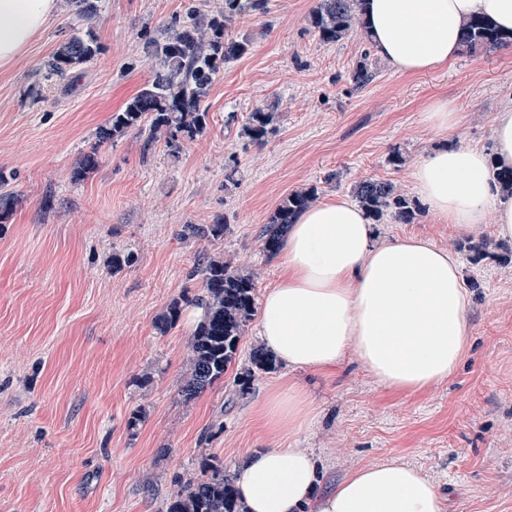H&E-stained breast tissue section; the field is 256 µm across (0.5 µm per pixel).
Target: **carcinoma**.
Masks as SVG:
<instances>
[{"instance_id": "obj_1", "label": "carcinoma", "mask_w": 512, "mask_h": 512, "mask_svg": "<svg viewBox=\"0 0 512 512\" xmlns=\"http://www.w3.org/2000/svg\"><path fill=\"white\" fill-rule=\"evenodd\" d=\"M75 13L91 23L97 18V0H69ZM267 0H224V10L208 14L191 6L186 19L171 29L161 41L150 43L149 55L155 61L151 83L144 86L120 112L112 114L110 123L101 128L99 139L110 141L129 132L146 137V142L162 140L177 153L186 141L202 135L207 127V113L201 110L202 99L224 65L247 54L251 40L246 34L233 33L238 20L266 11ZM363 0H319L310 22L327 44L337 43L357 29L365 28L362 20ZM512 45V35L498 31L484 17H471L462 27L461 46L473 54ZM98 52L90 33H75L53 54L48 63L50 76L62 77L70 69L89 62ZM275 113L256 108L249 113L241 135L252 143L263 142L274 131ZM100 163L97 150L82 157L75 176L84 177ZM351 193L366 216L375 222L390 217L411 224L421 216L416 200L400 193L390 182L361 179ZM317 199V188H303L289 193L277 205L270 222L258 234L268 257L281 250L288 226L300 211ZM226 223L185 224L184 238L217 240L224 237ZM191 276L201 280L202 293L192 299L174 298L155 320L156 329L167 333L180 319L183 304L192 303L203 310V318L188 343L191 370L181 396L190 402L207 388L224 379L236 361L241 337L254 316L255 278L212 255L197 264ZM251 365L258 370L275 369V359L264 349L253 351ZM167 512H242L234 486L224 469L213 467L201 476L178 483L171 495Z\"/></svg>"}]
</instances>
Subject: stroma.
<instances>
[{"mask_svg":"<svg viewBox=\"0 0 512 512\" xmlns=\"http://www.w3.org/2000/svg\"><path fill=\"white\" fill-rule=\"evenodd\" d=\"M192 2L210 14L224 8V0H99L88 23L60 0L24 54L0 70L8 178L0 194L19 198L0 223V512H166L177 479L209 466L233 474L251 452L278 443L312 450L325 488L397 459L435 482L446 512H512V264L496 258L512 240L492 228L480 235L487 255L474 261L465 233L431 213L376 227L383 241L426 238L460 265L469 341L456 372L428 390L387 389L351 356L331 375L249 371L260 344L252 321L231 377L187 403L179 391L194 305L169 332L155 328L171 299L200 292L188 273L203 256L221 253L254 273L256 295L277 283L283 259L263 254L258 232L289 192L314 186L325 202L373 178L412 197V172L431 151H492L496 114L512 104V45L403 74L370 53L363 33L321 43L309 22L318 0H268L266 13L237 27L252 46L203 99L201 137L176 154L133 133L99 143V128L153 77L149 41L163 39ZM76 29L92 31L98 54L64 79L47 78L48 61ZM362 63L375 78L359 89L349 75ZM440 98L459 115L445 132L426 120ZM258 107L276 115L260 144L240 134ZM94 149L98 169L74 179ZM218 216L223 238L181 237L183 225ZM118 251L133 261L116 271ZM245 371L242 391L232 376ZM294 383L317 413L296 435L262 417L264 398Z\"/></svg>","mask_w":512,"mask_h":512,"instance_id":"1","label":"stroma"}]
</instances>
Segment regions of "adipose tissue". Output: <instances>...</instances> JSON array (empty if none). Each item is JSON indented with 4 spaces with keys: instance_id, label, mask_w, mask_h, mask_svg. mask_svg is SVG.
<instances>
[{
    "instance_id": "adipose-tissue-1",
    "label": "adipose tissue",
    "mask_w": 512,
    "mask_h": 512,
    "mask_svg": "<svg viewBox=\"0 0 512 512\" xmlns=\"http://www.w3.org/2000/svg\"><path fill=\"white\" fill-rule=\"evenodd\" d=\"M56 5L0 0V69L24 53ZM364 8L374 49L400 73L452 61L472 16L512 32V0H366ZM504 167H512V105L496 116L492 152L436 151L415 167L413 181L438 219L472 232L491 221L499 237L512 239V199H496L495 171ZM283 253L286 271L262 298L258 334L285 367L329 372L351 354L382 386L411 393L456 372L468 342L469 298L448 249L417 237L376 242L360 207L339 197L302 211ZM263 408L269 425L295 434L315 417L296 385L272 392ZM234 481L243 512H445L434 484L396 460L359 467L323 492L309 450L275 446L250 456Z\"/></svg>"
}]
</instances>
